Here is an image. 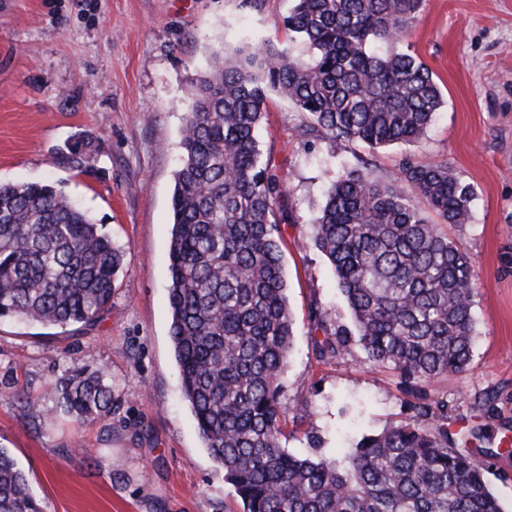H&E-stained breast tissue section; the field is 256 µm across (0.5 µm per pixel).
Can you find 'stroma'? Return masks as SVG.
Returning a JSON list of instances; mask_svg holds the SVG:
<instances>
[{
    "label": "stroma",
    "mask_w": 512,
    "mask_h": 512,
    "mask_svg": "<svg viewBox=\"0 0 512 512\" xmlns=\"http://www.w3.org/2000/svg\"><path fill=\"white\" fill-rule=\"evenodd\" d=\"M294 0H0V182H54L125 250L112 310L92 326L0 319V447L45 512H243L204 446L180 390L169 336L171 195L183 102L217 46L240 33L289 43ZM435 73L444 103L426 137L375 152L306 135V113L270 95L264 152L296 203L281 227L295 336L281 405L305 406L282 445L333 457L363 435L406 420L414 395L357 341L320 355L351 324L312 218L346 167L379 179L405 157L448 164L474 194L467 224L449 233L479 281L470 372L429 395L448 402V427L512 503V0H426L406 38ZM86 142L81 161L68 146ZM329 310L323 326L310 313ZM104 370L111 417L68 421L51 388L65 370ZM496 392L493 412L476 397ZM45 414L29 421L22 394Z\"/></svg>",
    "instance_id": "stroma-1"
}]
</instances>
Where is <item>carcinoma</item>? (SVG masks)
I'll return each instance as SVG.
<instances>
[{"instance_id":"cac0c4a2","label":"carcinoma","mask_w":512,"mask_h":512,"mask_svg":"<svg viewBox=\"0 0 512 512\" xmlns=\"http://www.w3.org/2000/svg\"><path fill=\"white\" fill-rule=\"evenodd\" d=\"M425 0H295L285 20L306 46L265 41L212 52L192 86L171 197L170 338L180 387L244 512H507L485 469L454 448L448 403L428 397L470 371L478 274L441 225L469 220L473 188L440 161L405 158L381 181L344 168L324 190L314 244L330 262L367 359L416 395L413 416L336 458L281 446L292 344L280 225L297 223L258 139L268 94L311 130L370 151L420 141L443 104L433 72L400 49ZM124 251L50 183H0V319L92 325L112 308ZM81 422L112 414L103 371L52 388ZM432 427H427V424ZM0 512H44L0 447Z\"/></svg>"}]
</instances>
